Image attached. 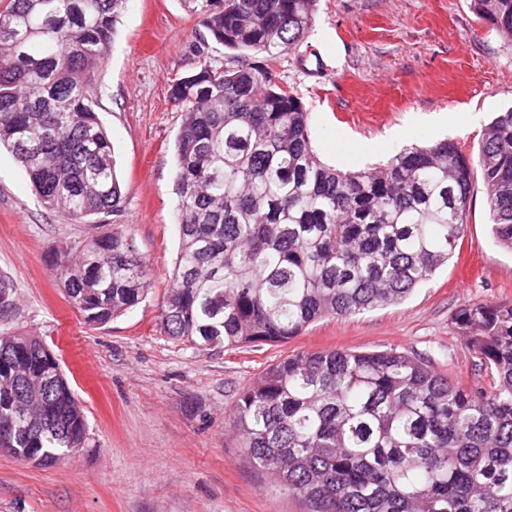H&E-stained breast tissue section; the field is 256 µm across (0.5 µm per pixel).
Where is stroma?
Listing matches in <instances>:
<instances>
[{"mask_svg": "<svg viewBox=\"0 0 512 512\" xmlns=\"http://www.w3.org/2000/svg\"><path fill=\"white\" fill-rule=\"evenodd\" d=\"M230 64L190 0H128L92 78L123 183L118 212L78 224L48 210L0 152V275L14 312L0 336L42 338L88 424L85 448L43 466L0 453V512H306L245 459L228 418L238 393L297 353L394 350L470 387L489 383L452 324L472 301L512 303V253L488 225L475 176L461 246L397 305L324 317L285 344L197 349L164 335L160 312L179 250L174 78L200 59ZM271 67L310 114L325 164L363 171L404 147L449 139L477 156L494 113L512 108V41L478 22L470 0H319L310 32ZM131 231L151 289L108 323L88 325L49 266L59 245Z\"/></svg>", "mask_w": 512, "mask_h": 512, "instance_id": "stroma-1", "label": "stroma"}]
</instances>
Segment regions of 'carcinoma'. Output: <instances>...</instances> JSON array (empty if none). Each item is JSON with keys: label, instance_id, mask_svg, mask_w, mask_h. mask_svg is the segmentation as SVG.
Wrapping results in <instances>:
<instances>
[{"label": "carcinoma", "instance_id": "cac0c4a2", "mask_svg": "<svg viewBox=\"0 0 512 512\" xmlns=\"http://www.w3.org/2000/svg\"><path fill=\"white\" fill-rule=\"evenodd\" d=\"M233 53L173 81L180 248L161 329L199 348L284 343L324 316L398 304L453 257L474 166L491 233L512 250V109L488 125L478 163L447 139L375 171L320 161L309 112L269 62L309 33L318 0H198ZM127 0H7L0 10V145L46 208L70 220L116 210L122 187L90 72ZM512 39V0H471ZM73 305L100 325L151 289L131 232L56 251ZM14 310L0 279V320ZM491 377L470 389L397 351L288 355L235 401L232 427L259 471L307 512H512V303L453 318ZM86 418L37 336H0V442L54 464Z\"/></svg>", "mask_w": 512, "mask_h": 512}]
</instances>
